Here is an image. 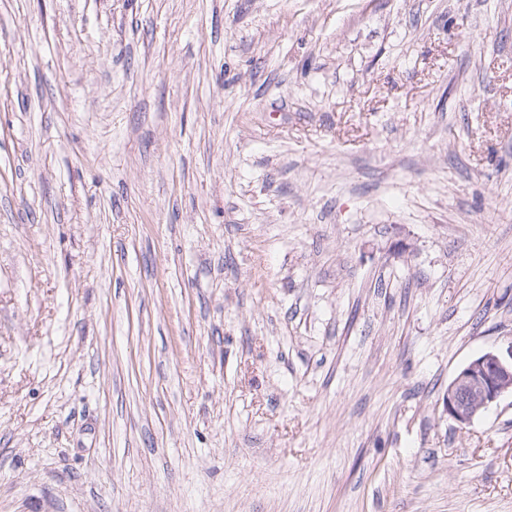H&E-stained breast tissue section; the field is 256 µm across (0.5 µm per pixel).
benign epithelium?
Segmentation results:
<instances>
[{
  "label": "benign epithelium",
  "instance_id": "obj_1",
  "mask_svg": "<svg viewBox=\"0 0 512 512\" xmlns=\"http://www.w3.org/2000/svg\"><path fill=\"white\" fill-rule=\"evenodd\" d=\"M509 394L512 395V342L477 355L457 372L448 385L445 411L449 419L467 426Z\"/></svg>",
  "mask_w": 512,
  "mask_h": 512
}]
</instances>
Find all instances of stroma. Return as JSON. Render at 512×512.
Returning <instances> with one entry per match:
<instances>
[{"mask_svg": "<svg viewBox=\"0 0 512 512\" xmlns=\"http://www.w3.org/2000/svg\"><path fill=\"white\" fill-rule=\"evenodd\" d=\"M512 0H0V512H512ZM512 395V342L477 355L448 385L444 401L448 418L460 426L473 423L484 410Z\"/></svg>", "mask_w": 512, "mask_h": 512, "instance_id": "stroma-1", "label": "stroma"}]
</instances>
